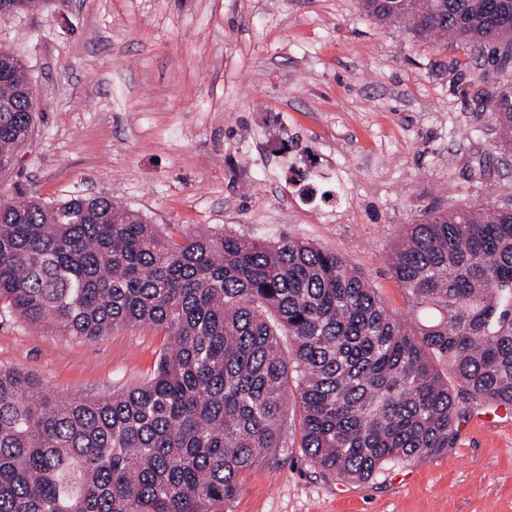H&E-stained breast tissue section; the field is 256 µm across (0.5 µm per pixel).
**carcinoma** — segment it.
<instances>
[{
    "instance_id": "cac0c4a2",
    "label": "carcinoma",
    "mask_w": 512,
    "mask_h": 512,
    "mask_svg": "<svg viewBox=\"0 0 512 512\" xmlns=\"http://www.w3.org/2000/svg\"><path fill=\"white\" fill-rule=\"evenodd\" d=\"M45 0H0V17ZM380 24L490 48L512 67V0H361ZM25 64L0 49V173L38 112ZM488 96L512 150V86ZM0 203V309L63 336L148 325L151 377L56 399L0 370V512H221L242 476L285 447L290 403L322 472L366 481L438 452L457 396L512 406V209L434 208L400 231L394 278L426 317L404 324L341 255L294 237L181 242L108 197Z\"/></svg>"
}]
</instances>
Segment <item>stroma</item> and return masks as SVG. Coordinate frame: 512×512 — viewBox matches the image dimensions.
Segmentation results:
<instances>
[{
    "instance_id": "obj_1",
    "label": "stroma",
    "mask_w": 512,
    "mask_h": 512,
    "mask_svg": "<svg viewBox=\"0 0 512 512\" xmlns=\"http://www.w3.org/2000/svg\"><path fill=\"white\" fill-rule=\"evenodd\" d=\"M1 47L31 71L39 112L0 201L18 187L52 204L107 196L177 240L306 239L408 323L386 261L402 226L512 204V152L479 99L503 73L378 24L359 0H48L0 18ZM164 341L150 326L74 339L0 311V368L57 398L139 385ZM459 408L451 447L362 483L313 466L292 417L286 447L223 512H512V412Z\"/></svg>"
}]
</instances>
